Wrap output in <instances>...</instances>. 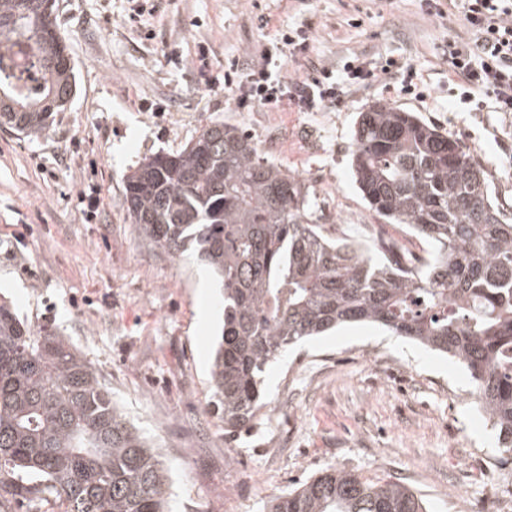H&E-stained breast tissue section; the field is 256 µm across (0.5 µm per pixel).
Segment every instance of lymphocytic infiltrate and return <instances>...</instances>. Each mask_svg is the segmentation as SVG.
I'll return each mask as SVG.
<instances>
[{
  "mask_svg": "<svg viewBox=\"0 0 512 512\" xmlns=\"http://www.w3.org/2000/svg\"><path fill=\"white\" fill-rule=\"evenodd\" d=\"M470 41L448 43V66L458 77L463 92L460 100L496 112H512V0H459ZM308 50L300 29L281 30L280 37L250 68L236 58L224 61V88L236 108L260 107L269 112H319L336 103L344 87L379 83L392 71L404 72L403 89L418 92L412 67L394 59L384 65L348 64L342 73L311 64L304 75L287 74L289 57Z\"/></svg>",
  "mask_w": 512,
  "mask_h": 512,
  "instance_id": "lymphocytic-infiltrate-1",
  "label": "lymphocytic infiltrate"
}]
</instances>
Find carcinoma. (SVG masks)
<instances>
[{"mask_svg":"<svg viewBox=\"0 0 512 512\" xmlns=\"http://www.w3.org/2000/svg\"><path fill=\"white\" fill-rule=\"evenodd\" d=\"M53 0H0V122L37 138L71 102L73 66ZM24 44L40 76L32 95L4 74ZM354 182L370 209L433 252L417 266L396 242L377 253L312 220L298 178L234 125L211 121L178 153L145 157L124 177L127 219L180 257L197 254L224 290L211 363L224 434L264 408L267 366L290 346L343 324L377 323L453 357L483 416L512 452V223L459 142L411 112L359 113ZM26 493L60 512H167L163 455L131 425L74 344L21 321L0 301V498ZM269 512H423L390 480L327 469L271 499Z\"/></svg>","mask_w":512,"mask_h":512,"instance_id":"cac0c4a2","label":"carcinoma"}]
</instances>
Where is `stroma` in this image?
Returning <instances> with one entry per match:
<instances>
[{
	"mask_svg": "<svg viewBox=\"0 0 512 512\" xmlns=\"http://www.w3.org/2000/svg\"><path fill=\"white\" fill-rule=\"evenodd\" d=\"M132 22L131 0H55L76 92L46 132L0 125V298L32 327L69 337L127 418L163 453L172 512H265L270 497L335 468L400 482L427 512H512V453L499 451L467 371L374 323L299 342L271 363L252 428L224 436L210 363L223 316L208 267L175 257L127 221L123 180L145 156L174 153L201 126L243 129L261 155L304 182L313 219L371 251L380 220L350 173L360 112L381 103L456 139L512 219V112L452 106L448 41L461 15H428L422 0H162ZM303 27L310 55L411 64L429 99L389 85L344 88L320 112L237 109L219 80L225 58L251 65L276 31ZM209 57L213 89L193 65ZM98 190L95 215L78 190Z\"/></svg>",
	"mask_w": 512,
	"mask_h": 512,
	"instance_id": "35a3bbf8",
	"label": "stroma"
}]
</instances>
